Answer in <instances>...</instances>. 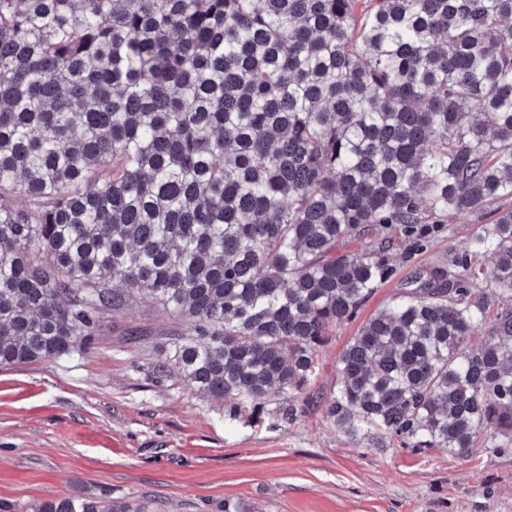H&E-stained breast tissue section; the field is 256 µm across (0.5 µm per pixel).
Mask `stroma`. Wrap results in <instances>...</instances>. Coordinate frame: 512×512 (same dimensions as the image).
Returning a JSON list of instances; mask_svg holds the SVG:
<instances>
[{
    "label": "stroma",
    "mask_w": 512,
    "mask_h": 512,
    "mask_svg": "<svg viewBox=\"0 0 512 512\" xmlns=\"http://www.w3.org/2000/svg\"><path fill=\"white\" fill-rule=\"evenodd\" d=\"M475 225L449 218L424 250H406L399 226L386 254L395 277L337 329L310 393L336 388V358L417 271L466 253ZM171 317L135 299L92 345L54 361L0 367V512L79 491L143 512H512V448L479 439L465 457L434 448L379 450L339 436L322 409L296 421L229 420L222 406L153 365ZM147 340L129 342L133 328Z\"/></svg>",
    "instance_id": "obj_1"
}]
</instances>
